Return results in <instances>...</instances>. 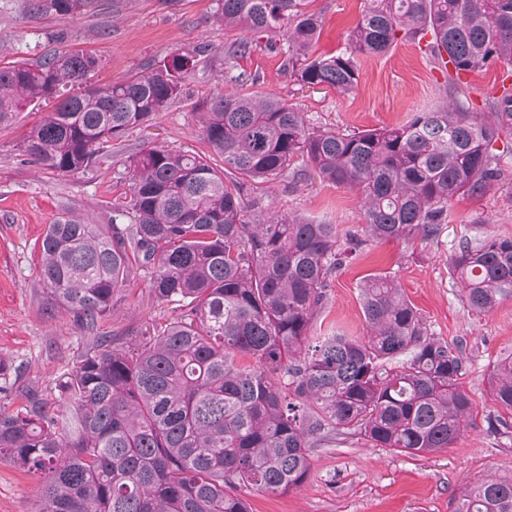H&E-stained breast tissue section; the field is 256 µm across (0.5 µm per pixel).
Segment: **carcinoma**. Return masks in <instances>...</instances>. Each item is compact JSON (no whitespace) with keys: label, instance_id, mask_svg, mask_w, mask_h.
<instances>
[{"label":"carcinoma","instance_id":"cac0c4a2","mask_svg":"<svg viewBox=\"0 0 512 512\" xmlns=\"http://www.w3.org/2000/svg\"><path fill=\"white\" fill-rule=\"evenodd\" d=\"M86 2L28 7L72 15ZM216 17L256 41L287 36L290 77L340 95L358 84L360 57L411 41L441 73L445 99L397 127L336 131L307 126L274 94L224 93L203 125L210 154L141 149L128 157L130 196L112 223L69 211L48 225L46 305L71 314L91 346L64 385L70 427L57 426L36 386L21 390L20 408L0 410V461L39 476V512H248L244 492L301 487L322 441L357 435L417 455L453 447L474 424L461 351L427 335L393 278L374 274L360 288L368 336H316L312 326L336 272L367 241L433 240L455 197L481 198L507 179L512 85L477 109L465 78L512 65V0H369L345 49L324 56L312 53L319 19L306 0H218ZM250 48L224 49V64L234 69ZM197 54L180 48L84 92L75 88L101 66L88 53L0 66V125L45 106L22 151L78 171L178 99ZM299 158L359 194L364 235L341 241L334 224L244 198L243 180L275 181ZM449 266L473 309L512 296V238L467 242ZM135 270L181 314L126 350L97 330ZM490 383L512 411V353L494 362ZM454 512H512V477L467 484Z\"/></svg>","mask_w":512,"mask_h":512}]
</instances>
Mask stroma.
Here are the masks:
<instances>
[{
  "label": "stroma",
  "instance_id": "stroma-1",
  "mask_svg": "<svg viewBox=\"0 0 512 512\" xmlns=\"http://www.w3.org/2000/svg\"><path fill=\"white\" fill-rule=\"evenodd\" d=\"M367 2L309 0L308 11L321 19L317 53L344 49ZM216 11L217 0H92L80 15H33L26 0H0V66L34 62L62 50L88 52L102 61L87 79L88 85L99 86L123 80L176 49H203L181 96L147 126L128 132L122 144L101 152L86 170L59 173L22 152L20 145L40 109L19 112L0 127V357L11 363L6 376H0V386L10 389L0 403L5 410L17 409L22 388L35 384L44 390L51 413L64 415L61 384L88 348L71 315L45 306L40 246L47 225L67 208L94 223H110L113 206L129 195L128 157L143 147L205 152L203 114L212 98L235 88L226 76L224 47L251 37L243 28L217 23ZM283 60L280 49L262 44L238 69L257 77V89L296 106L314 128L392 126L433 110L444 98L440 73L405 41L386 54L361 58L359 83L344 96L296 84ZM263 196L273 210L335 225L342 237L361 231L364 224L356 191L312 175L278 179ZM487 235L512 238V182L479 199H454L438 239L367 242L361 255L337 271L330 301L313 324L317 335L367 336L360 282L371 274L394 277L428 335L460 348L464 373L459 382L472 400L474 428L453 447L419 455L337 436L312 448L311 474L297 490L282 496L247 493L250 512H453L463 484L482 475L512 476V430L496 434L487 423L497 416L512 426V411L495 404L489 384L495 359L512 351V296L490 311H475L448 267L462 242ZM119 295L115 311L99 324L100 335L149 333L178 315L151 295L142 271L129 277ZM38 508V478L0 463V512Z\"/></svg>",
  "mask_w": 512,
  "mask_h": 512
}]
</instances>
